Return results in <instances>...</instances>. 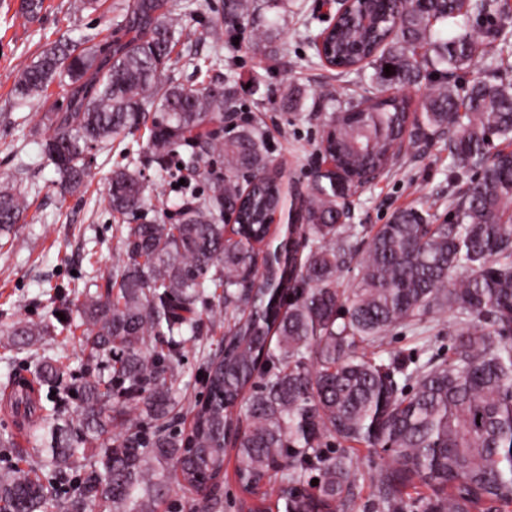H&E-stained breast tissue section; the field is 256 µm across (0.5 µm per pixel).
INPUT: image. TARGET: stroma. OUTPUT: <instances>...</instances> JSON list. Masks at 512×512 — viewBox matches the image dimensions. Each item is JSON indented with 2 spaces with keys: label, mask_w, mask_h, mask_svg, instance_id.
Instances as JSON below:
<instances>
[{
  "label": "stroma",
  "mask_w": 512,
  "mask_h": 512,
  "mask_svg": "<svg viewBox=\"0 0 512 512\" xmlns=\"http://www.w3.org/2000/svg\"><path fill=\"white\" fill-rule=\"evenodd\" d=\"M18 0H0V176L13 174L15 152L41 165L32 176L40 192L31 197L30 221L15 225L13 249H0V328L23 319L48 321L54 287L71 277L88 279L111 270L119 257L105 202L106 178L123 161L120 149L96 154L81 191L62 196L53 187L54 165L44 159L41 137L22 118L66 107V95L52 86L49 104L17 102L12 94L19 62L35 58L60 36L77 39L107 31L113 15L105 9L71 13L74 0H45L38 20L15 21ZM224 0H177L175 19L191 34V49L199 58L213 53L210 35L213 19ZM330 0H288L287 16L264 10L224 28V61L219 69L234 81L245 119L258 124L271 146L281 171L287 197L306 194L319 162L323 117L337 105L377 94L379 87L370 66L349 73L321 62L309 38L327 27ZM272 36L276 52L264 50ZM336 92L335 100L318 98L323 87ZM448 137L436 135L418 149L401 154L389 173L352 198L351 221L359 234L357 252H365L371 237L397 210L427 207L437 221L448 219V199L465 190L467 180L449 179ZM47 354L58 353L67 367L66 381L75 386L90 371L78 340L63 335L44 337ZM31 351L11 347L0 335V436L12 437L17 449L30 446L28 432L7 405L12 383L32 378ZM383 456L359 449L353 455V495L347 512H378L373 495ZM277 494L263 488L259 494L243 493L236 473V450L227 448L224 463V512H258L274 503Z\"/></svg>",
  "instance_id": "1"
}]
</instances>
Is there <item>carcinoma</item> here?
I'll list each match as a JSON object with an SVG mask.
<instances>
[{
	"label": "carcinoma",
	"mask_w": 512,
	"mask_h": 512,
	"mask_svg": "<svg viewBox=\"0 0 512 512\" xmlns=\"http://www.w3.org/2000/svg\"><path fill=\"white\" fill-rule=\"evenodd\" d=\"M284 2L224 0L216 60L224 26ZM43 7L19 0L13 18L30 22ZM173 11L171 0H127L107 47L62 36L18 70L17 100L69 87L66 111L43 116L42 153L60 194L80 190L93 150L146 137L108 177L121 255L69 289L81 299L79 322L59 294L55 311L66 320H16L6 331L23 350L58 325L79 330L99 371L79 385L75 416L59 398L48 409L29 388L15 395L32 448L0 472V512H158L173 477L204 500V512H220L230 445L243 490L256 494L275 478L286 512L348 506L358 445L388 456L374 492L382 512H512V149L492 151L496 139L512 146L508 0H356L316 35L320 59L339 69L368 64L381 90L395 93L325 117L322 152L336 170L288 205L264 131L242 121L224 133L225 114L241 111L234 89L217 72L200 82L170 76L183 60L200 69L175 52L188 33ZM458 17L482 20L484 31H433ZM486 38L498 42L500 82L477 76L460 86ZM431 73L418 102L404 94ZM437 132L448 133L452 168L476 170L477 181L451 202L446 224L413 208L395 212L372 237L355 283L339 288L358 235L347 196ZM151 167L159 187L180 193L175 224L142 219L155 191L143 176ZM29 169L21 159L0 182V234L27 216ZM200 305L214 316L211 328L227 326L221 355L199 341ZM440 311L455 321L448 358L431 353V336L424 362L385 349L398 327L435 329L427 317ZM189 347L206 372L198 399L176 386L172 358ZM65 374L62 357H37L38 388L60 391ZM241 401L242 433L233 415ZM336 438L346 447L326 451ZM42 470L60 482L78 474L72 494L55 500Z\"/></svg>",
	"instance_id": "obj_1"
}]
</instances>
